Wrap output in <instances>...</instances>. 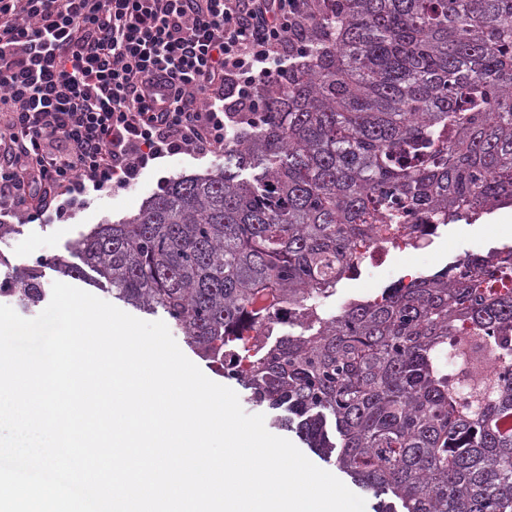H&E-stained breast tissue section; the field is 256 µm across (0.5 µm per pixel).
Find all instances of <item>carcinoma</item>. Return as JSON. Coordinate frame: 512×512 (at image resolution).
Listing matches in <instances>:
<instances>
[{
	"instance_id": "cac0c4a2",
	"label": "carcinoma",
	"mask_w": 512,
	"mask_h": 512,
	"mask_svg": "<svg viewBox=\"0 0 512 512\" xmlns=\"http://www.w3.org/2000/svg\"><path fill=\"white\" fill-rule=\"evenodd\" d=\"M507 204L512 0H316L267 112L228 132L224 167L169 181L73 250L115 298L162 310L374 512H512V261L322 304L358 241ZM51 265L83 276L41 259L4 280L8 295L37 306ZM288 306L298 319L276 335ZM468 326L504 364L463 397L445 354Z\"/></svg>"
}]
</instances>
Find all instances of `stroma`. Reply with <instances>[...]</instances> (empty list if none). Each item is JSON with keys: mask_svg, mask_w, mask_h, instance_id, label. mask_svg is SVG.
<instances>
[{"mask_svg": "<svg viewBox=\"0 0 512 512\" xmlns=\"http://www.w3.org/2000/svg\"><path fill=\"white\" fill-rule=\"evenodd\" d=\"M223 154L193 157L185 154L160 159L157 164L144 171L139 180L118 193L91 198L82 208L76 209L63 223L47 222L29 224L17 216H7L11 229L0 237V253L8 260V265H0V280L10 268L28 266L36 256L59 257L68 263L76 258L70 252L72 243L87 233L96 224H115L138 212L141 205L158 189L161 179H174L180 176L204 174L223 167Z\"/></svg>", "mask_w": 512, "mask_h": 512, "instance_id": "1", "label": "stroma"}]
</instances>
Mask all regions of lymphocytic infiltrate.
Wrapping results in <instances>:
<instances>
[{
	"mask_svg": "<svg viewBox=\"0 0 512 512\" xmlns=\"http://www.w3.org/2000/svg\"><path fill=\"white\" fill-rule=\"evenodd\" d=\"M315 0H0V215L67 220L157 160L222 151Z\"/></svg>",
	"mask_w": 512,
	"mask_h": 512,
	"instance_id": "obj_1",
	"label": "lymphocytic infiltrate"
}]
</instances>
